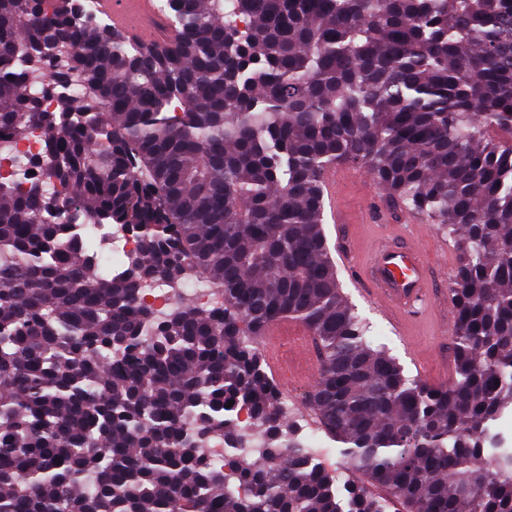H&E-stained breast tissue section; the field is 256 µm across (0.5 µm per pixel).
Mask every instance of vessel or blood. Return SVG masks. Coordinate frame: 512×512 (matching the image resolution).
<instances>
[{
  "mask_svg": "<svg viewBox=\"0 0 512 512\" xmlns=\"http://www.w3.org/2000/svg\"><path fill=\"white\" fill-rule=\"evenodd\" d=\"M102 7L111 14L113 27L136 38L156 37L157 30L151 25L154 18L152 0H102ZM356 175V170L346 165L332 167L324 174V195L332 201L331 213L338 223H345L346 218L334 203L336 191ZM361 280L369 296L394 324H401L410 314L428 309L431 290L427 264L418 248L394 245L392 236H384L373 250ZM307 333L303 325L282 319L267 327L263 341L274 353L278 351L282 337L294 336L298 339V347L306 350L310 347Z\"/></svg>",
  "mask_w": 512,
  "mask_h": 512,
  "instance_id": "vessel-or-blood-1",
  "label": "vessel or blood"
}]
</instances>
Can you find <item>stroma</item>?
Here are the masks:
<instances>
[{
	"mask_svg": "<svg viewBox=\"0 0 512 512\" xmlns=\"http://www.w3.org/2000/svg\"><path fill=\"white\" fill-rule=\"evenodd\" d=\"M337 198L349 221L340 225L325 222V233L339 271L342 292L368 325L369 339L374 346L386 349L397 358L407 376L433 385H451L455 314L449 288L456 264V248L426 220L404 223L401 206L366 175H359L343 185ZM387 230L396 236L419 240L423 256L432 267L433 310L428 315L407 319L401 332L380 313L349 269L350 263L366 262L372 238ZM277 384L288 401V412L294 424L300 428L317 427L319 420L310 402L313 384L292 378L278 379Z\"/></svg>",
	"mask_w": 512,
	"mask_h": 512,
	"instance_id": "1",
	"label": "stroma"
}]
</instances>
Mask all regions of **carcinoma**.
Masks as SVG:
<instances>
[{"mask_svg": "<svg viewBox=\"0 0 512 512\" xmlns=\"http://www.w3.org/2000/svg\"><path fill=\"white\" fill-rule=\"evenodd\" d=\"M169 7L172 36L143 43L76 0H0V155L45 137L0 179V512H386L283 411L261 336L287 317L315 336L313 406L352 469L406 512H512V457L489 460L512 410V145L488 136L512 135V0ZM65 50L85 92L48 112L25 64ZM340 163L456 244L447 387L372 347L342 295L322 184ZM104 225L138 242L109 272ZM190 275L220 301H143Z\"/></svg>", "mask_w": 512, "mask_h": 512, "instance_id": "carcinoma-1", "label": "carcinoma"}]
</instances>
